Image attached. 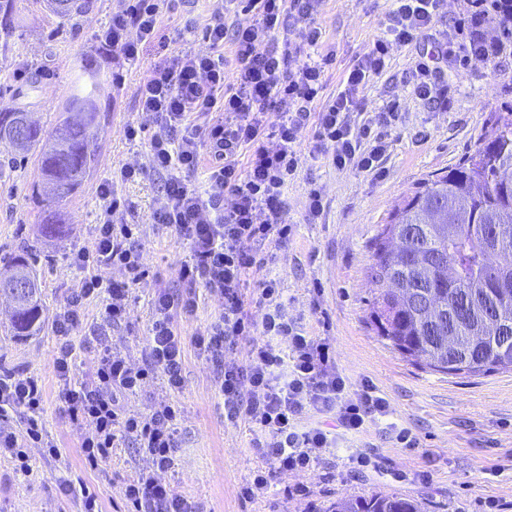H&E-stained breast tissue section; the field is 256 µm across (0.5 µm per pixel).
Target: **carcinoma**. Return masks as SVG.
Returning <instances> with one entry per match:
<instances>
[{"mask_svg":"<svg viewBox=\"0 0 512 512\" xmlns=\"http://www.w3.org/2000/svg\"><path fill=\"white\" fill-rule=\"evenodd\" d=\"M92 0H46L45 8L63 21L87 13ZM16 0H0V33L13 32ZM495 40L512 44V31L489 12ZM108 121L101 96L90 82L75 88L49 134L21 107L0 110V144L14 156L38 150L39 182L56 204L41 235H65L66 214L58 204L74 197L94 171L89 140ZM28 130L26 141L15 131ZM512 253V106L448 172L424 182L397 203L376 238L371 276L378 287L372 316L377 333L405 358L448 375H484L512 370V264L495 263L494 247ZM30 288L13 294L10 277L0 279V294L13 306L7 332L35 336L41 330L43 303L32 253L5 259ZM487 288H501L497 307L483 304ZM325 512H423L414 499L372 494L341 498Z\"/></svg>","mask_w":512,"mask_h":512,"instance_id":"1","label":"carcinoma"}]
</instances>
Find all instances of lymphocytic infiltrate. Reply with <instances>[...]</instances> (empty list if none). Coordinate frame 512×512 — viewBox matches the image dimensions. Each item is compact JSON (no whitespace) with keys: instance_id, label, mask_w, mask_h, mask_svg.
I'll list each match as a JSON object with an SVG mask.
<instances>
[{"instance_id":"lymphocytic-infiltrate-1","label":"lymphocytic infiltrate","mask_w":512,"mask_h":512,"mask_svg":"<svg viewBox=\"0 0 512 512\" xmlns=\"http://www.w3.org/2000/svg\"><path fill=\"white\" fill-rule=\"evenodd\" d=\"M383 37L345 75L336 95L319 101L330 54L297 67L290 61L302 46H318L322 32L314 25L324 0H246L253 15L233 35V69H224L223 14L203 29L209 52L174 50L148 72L137 89L141 111L152 113L157 129L150 141L148 168L122 166L100 183L101 201L93 250H79L73 262L83 272L67 307L55 319L61 336L54 370L63 383L65 412L83 431L84 466L97 470L113 448L131 439L149 456L150 465L124 486L127 512H204L201 503L175 493L158 472L174 463L178 448L175 411L166 406L149 415L130 413L125 400L142 390L155 373H163L170 390L183 385V337L173 316L194 302L174 300L166 291L152 299L153 319L147 362L137 366L103 346L90 380L72 384L74 348L68 340L81 320L84 302L104 296L105 322L125 319L131 286L144 275L143 226L134 201L122 185L146 172L164 175L165 193L152 214L158 226L170 228L187 241L190 256L179 271L187 288H206L219 298L222 310L194 339L201 352L224 356L225 343L247 340L248 365L227 368L216 378L228 418L245 415L265 429L260 445L271 466L242 487L243 498L262 496L270 478L283 471L309 467L336 437L319 427H303V407L318 414H334L341 428L361 433L369 422L388 413L386 399L372 386H363L348 399V385L336 367L326 339L304 332L280 300L277 282L261 278L258 306L261 318L246 309L242 289L250 271L260 268L269 246L287 242L292 231L285 220L284 190L304 159L323 158L334 167L380 172L388 138L399 116L387 108L355 123L373 77L388 66L391 44H409L431 30L441 0H396ZM298 33L299 42L279 49L275 34ZM105 44L126 62L138 60L143 46L162 41L158 0H129L113 15L101 34ZM279 114L268 124V110ZM313 127L309 147L299 133ZM208 170L209 188H191L188 177L199 166ZM232 204H225V196ZM120 267L124 280L105 283L101 272ZM42 391L34 379L0 376V451L9 453L27 440L57 455L39 417ZM26 417L24 431L9 425L11 414Z\"/></svg>"}]
</instances>
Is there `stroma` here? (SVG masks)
<instances>
[{
	"label": "stroma",
	"mask_w": 512,
	"mask_h": 512,
	"mask_svg": "<svg viewBox=\"0 0 512 512\" xmlns=\"http://www.w3.org/2000/svg\"><path fill=\"white\" fill-rule=\"evenodd\" d=\"M127 5V0H93L86 14L64 22L41 0H17L13 34L0 40V99L24 107L44 130L56 124L82 65L98 70L111 97L96 169L81 193L62 205L68 237L50 242L40 236L47 205L34 191L36 154L0 165V258L23 247L36 254L46 317L43 331L25 339L0 329V373L38 382L46 431L59 449L55 458L43 448L26 449L24 471L10 454L0 455V512H76L63 488L66 478L76 476L98 494L103 512H125L124 484L149 464L136 442L128 440L113 449L100 470L85 469L82 430L64 413L63 385L53 368L54 320L82 278L71 263L72 253L94 245L99 184L121 166L148 163L157 126L153 114L139 108L140 82L166 51H208L200 32L185 31L186 19L201 25L220 11L231 28L249 17L236 0H195L190 15L163 14L167 44L146 45L139 61L124 64L99 35ZM395 7V0H326L315 18L322 31L318 50L333 51L334 57L325 68L321 98L339 91L346 71L372 49ZM468 9L467 0H442L428 35L391 45L386 71L366 90L363 111L394 103L400 112L382 173L341 171L327 160H310L288 185L286 219L292 232L285 244L267 250L264 267L278 280L289 313L309 333L328 337L349 398H356L363 385H373L387 400L390 416L388 422L369 424L365 432L339 434L335 447L312 468L277 474L265 498L249 501L240 495L257 471L269 467L256 449L261 429L245 416L227 418L214 381L221 365L248 362L249 345L242 341L225 348L220 363L196 348V334L218 316L222 303L205 288H185L179 270L189 257L188 244L172 231L149 226L163 177L152 174L124 185L141 222L149 226L143 248L147 276L131 288L129 315L121 325L103 322L102 300L83 307L81 322L70 335L76 349L73 377L79 382L91 375L105 342L132 363H145L156 289L177 299L194 295V307L175 315L185 339L182 388L168 391L159 374L127 406L143 414L166 402L174 406L178 451L160 479L201 502L206 512H324L337 499L371 494L411 497L422 501L427 512H512V371L455 376L420 368L385 344L371 318L373 242L395 204L429 175L457 164L512 103V53L466 64L449 61L443 66L444 95L425 100L414 92L411 69L419 59L436 58L439 42L456 23L467 21ZM130 124L143 130L133 143L124 135ZM312 186L325 204L314 220L306 210ZM397 427L416 439L415 447L395 440ZM357 452L366 453L370 464L348 468V457Z\"/></svg>",
	"instance_id": "stroma-1"
}]
</instances>
